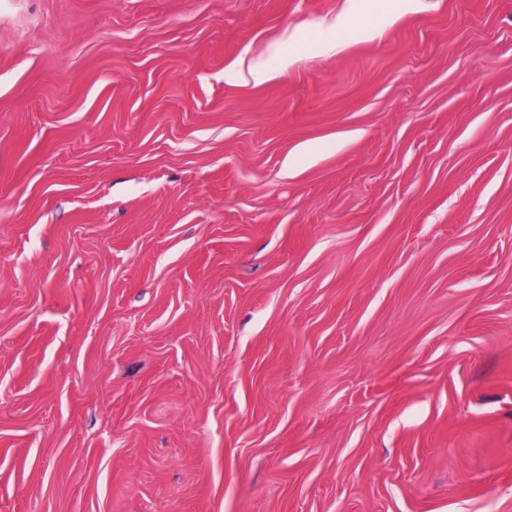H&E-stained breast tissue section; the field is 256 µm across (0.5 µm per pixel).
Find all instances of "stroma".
<instances>
[{
	"label": "stroma",
	"mask_w": 512,
	"mask_h": 512,
	"mask_svg": "<svg viewBox=\"0 0 512 512\" xmlns=\"http://www.w3.org/2000/svg\"><path fill=\"white\" fill-rule=\"evenodd\" d=\"M0 512H512V0H0Z\"/></svg>",
	"instance_id": "obj_1"
}]
</instances>
